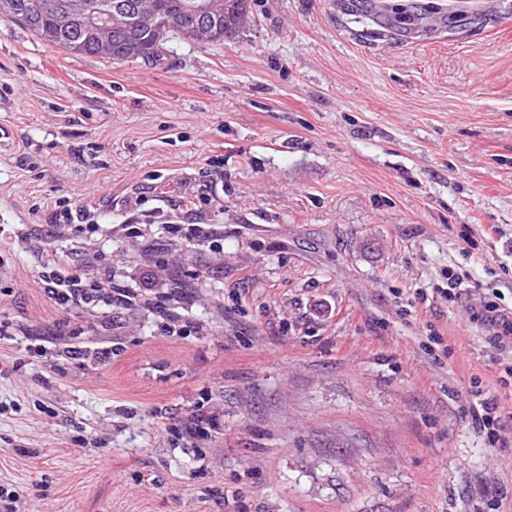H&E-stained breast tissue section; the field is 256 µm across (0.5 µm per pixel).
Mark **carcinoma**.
Segmentation results:
<instances>
[{
	"instance_id": "1",
	"label": "carcinoma",
	"mask_w": 512,
	"mask_h": 512,
	"mask_svg": "<svg viewBox=\"0 0 512 512\" xmlns=\"http://www.w3.org/2000/svg\"><path fill=\"white\" fill-rule=\"evenodd\" d=\"M12 10L6 18L23 24L37 37L68 54L101 58L113 62L131 60L159 61L169 37L176 34L197 40L198 19L181 8L185 0H155L154 13L143 16L124 28L105 30L112 48L101 51L97 42L87 37L82 22L62 13L64 0H8ZM250 0H223L221 12L214 16V34L206 43L221 45L239 36L249 18Z\"/></svg>"
}]
</instances>
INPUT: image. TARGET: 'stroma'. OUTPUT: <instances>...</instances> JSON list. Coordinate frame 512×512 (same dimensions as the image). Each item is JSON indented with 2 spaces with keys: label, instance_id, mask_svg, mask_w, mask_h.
<instances>
[{
  "label": "stroma",
  "instance_id": "1",
  "mask_svg": "<svg viewBox=\"0 0 512 512\" xmlns=\"http://www.w3.org/2000/svg\"><path fill=\"white\" fill-rule=\"evenodd\" d=\"M166 49L0 18V486L22 512H512V447L469 409L482 308L512 312V0H254L238 40ZM74 201L94 227L42 240ZM50 256L145 300L63 309Z\"/></svg>",
  "mask_w": 512,
  "mask_h": 512
}]
</instances>
